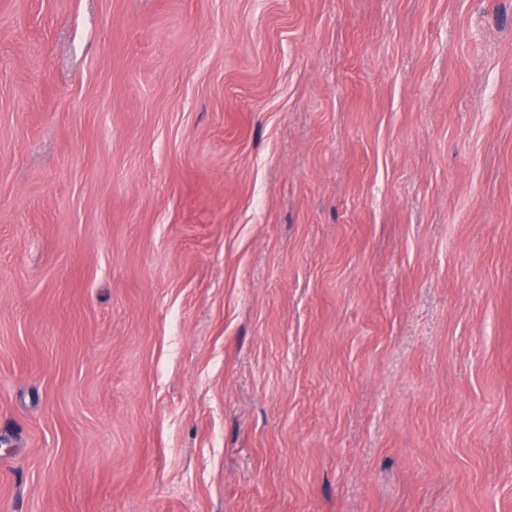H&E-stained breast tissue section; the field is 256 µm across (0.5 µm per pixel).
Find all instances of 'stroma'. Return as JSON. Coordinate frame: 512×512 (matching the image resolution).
<instances>
[{
    "mask_svg": "<svg viewBox=\"0 0 512 512\" xmlns=\"http://www.w3.org/2000/svg\"><path fill=\"white\" fill-rule=\"evenodd\" d=\"M0 512H512V0H0Z\"/></svg>",
    "mask_w": 512,
    "mask_h": 512,
    "instance_id": "35a3bbf8",
    "label": "stroma"
}]
</instances>
